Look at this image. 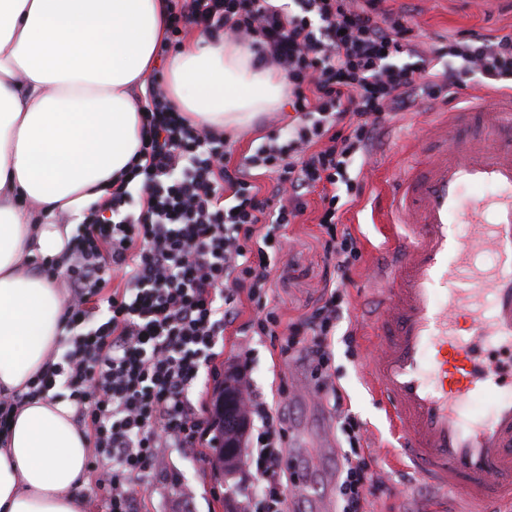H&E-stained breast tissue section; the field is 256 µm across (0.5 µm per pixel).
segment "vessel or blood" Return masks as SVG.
Wrapping results in <instances>:
<instances>
[{"instance_id": "1", "label": "vessel or blood", "mask_w": 512, "mask_h": 512, "mask_svg": "<svg viewBox=\"0 0 512 512\" xmlns=\"http://www.w3.org/2000/svg\"><path fill=\"white\" fill-rule=\"evenodd\" d=\"M428 143L389 205L404 233L378 272L372 377L417 475L490 512L512 504V91L452 113ZM468 186L491 194L463 200ZM492 387L504 395L491 415L465 419L463 403Z\"/></svg>"}]
</instances>
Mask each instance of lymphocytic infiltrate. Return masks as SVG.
Segmentation results:
<instances>
[{"instance_id":"obj_1","label":"lymphocytic infiltrate","mask_w":512,"mask_h":512,"mask_svg":"<svg viewBox=\"0 0 512 512\" xmlns=\"http://www.w3.org/2000/svg\"><path fill=\"white\" fill-rule=\"evenodd\" d=\"M170 0L172 33L196 28L245 44L279 71L295 123L245 162L230 165L223 133L192 124L171 107L159 77L146 83V140L134 174L141 195L119 183L92 205L84 231L68 246L69 290L63 353H52L29 385L32 399L68 390L74 422L96 459L95 487L106 512H141L130 479L149 485L162 451L200 455L212 422L195 394L218 377L224 331L239 316L238 295L265 299L277 233L304 216L320 189L319 224L326 258L344 277L359 248L337 232L350 171L378 145L386 124L416 102L466 88L470 76L512 81V33L423 50L411 10L389 12L384 0ZM272 175L271 186L258 174ZM123 286L107 291L113 274ZM347 304L330 291L302 328L306 340L280 345L281 360L300 359L325 377L328 338ZM350 449L336 461L339 512H365L367 459L356 449L361 426L332 390ZM258 425L249 457L260 483L245 512H288L285 418L246 395Z\"/></svg>"}]
</instances>
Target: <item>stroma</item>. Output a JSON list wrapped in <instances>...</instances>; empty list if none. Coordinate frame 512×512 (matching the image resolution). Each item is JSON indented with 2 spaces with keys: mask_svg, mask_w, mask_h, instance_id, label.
<instances>
[{
  "mask_svg": "<svg viewBox=\"0 0 512 512\" xmlns=\"http://www.w3.org/2000/svg\"><path fill=\"white\" fill-rule=\"evenodd\" d=\"M385 5L395 11L408 5L418 7L417 21L429 44L512 33V0H386ZM482 91L472 80L453 100L439 99L433 106L418 105L405 112L366 161L354 202L340 211L338 227L356 237L361 256L346 272L342 293L349 311L328 339L327 372L332 383L346 392V407L362 427V451L377 481L368 497L367 512H408L417 491V477L400 459L395 435L368 374L381 344L373 329L378 301L371 284L373 269L387 255L379 219L403 162L427 138L438 113L466 107ZM293 116L291 106L284 104L261 113L242 132L228 135L232 163L243 162L267 136L287 128ZM307 200L305 215L285 230L286 245L275 261L269 290L271 307L292 331L324 303L322 287L335 277L326 260L327 234L317 222L318 192L309 193ZM238 304L239 318L224 333L221 378L208 384L203 397L208 406H215L224 382L235 379L279 404L287 419L288 477L293 480L308 474L313 486L311 492L295 497L298 512H336V460L345 439L336 422L331 393L301 360L282 362L269 337L252 334L249 324L257 314L255 303L242 295ZM213 456L209 448L199 456L181 448L164 449L160 475L137 491L146 512H231L234 503L254 493L258 475L251 464L218 479L213 474Z\"/></svg>",
  "mask_w": 512,
  "mask_h": 512,
  "instance_id": "obj_1",
  "label": "stroma"
}]
</instances>
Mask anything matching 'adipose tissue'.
<instances>
[{
    "instance_id": "1",
    "label": "adipose tissue",
    "mask_w": 512,
    "mask_h": 512,
    "mask_svg": "<svg viewBox=\"0 0 512 512\" xmlns=\"http://www.w3.org/2000/svg\"><path fill=\"white\" fill-rule=\"evenodd\" d=\"M169 0H0V394L17 413L0 429V512H85L87 450L70 404L29 399L57 350L67 298L42 274L64 264L73 225L130 168L140 147L134 90L167 37ZM164 88L191 121L248 125L280 105L282 78L224 39L198 36L170 58ZM37 203L28 210L24 201Z\"/></svg>"
}]
</instances>
